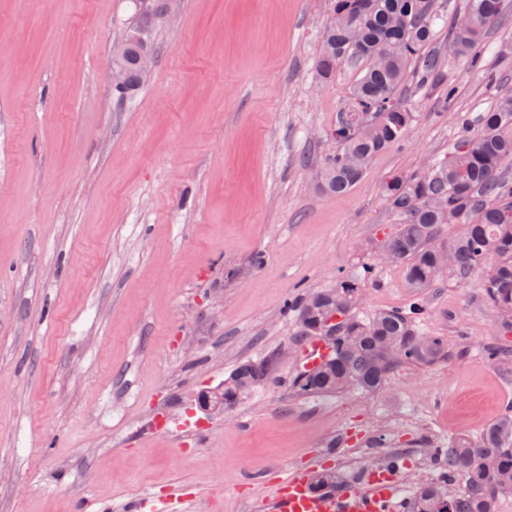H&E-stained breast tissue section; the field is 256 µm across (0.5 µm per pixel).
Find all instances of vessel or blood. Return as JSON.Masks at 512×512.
Here are the masks:
<instances>
[{
	"label": "vessel or blood",
	"instance_id": "1",
	"mask_svg": "<svg viewBox=\"0 0 512 512\" xmlns=\"http://www.w3.org/2000/svg\"><path fill=\"white\" fill-rule=\"evenodd\" d=\"M396 487L397 475L388 470L368 477L362 486L320 496L311 491L306 475L287 468L282 470L275 489V509L276 512H394ZM181 504L178 497L158 501L144 496L133 507L135 512H177Z\"/></svg>",
	"mask_w": 512,
	"mask_h": 512
}]
</instances>
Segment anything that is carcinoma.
I'll return each instance as SVG.
<instances>
[{
	"instance_id": "cac0c4a2",
	"label": "carcinoma",
	"mask_w": 512,
	"mask_h": 512,
	"mask_svg": "<svg viewBox=\"0 0 512 512\" xmlns=\"http://www.w3.org/2000/svg\"><path fill=\"white\" fill-rule=\"evenodd\" d=\"M139 8L125 38L112 52V68L123 82L119 97L133 96L154 61V33L162 25L169 0H137ZM435 0H331V21L315 58L317 75L327 80L344 64L361 67L345 107L336 112L330 137L338 150L325 163L318 187L342 196L363 176L370 159L399 142L414 120L400 98L408 69L418 67L416 88L439 79L443 58L432 50L439 14ZM502 0H467L465 12L448 29V56L472 71L480 70L477 48L500 15ZM473 136L454 140L448 157L421 176L397 174L384 194L398 228L383 243L381 255L362 270L338 279L333 288L306 291L290 300L284 312L297 325L294 341L309 337L328 341V358L312 371L297 374L292 386L302 396L344 390L375 392L400 365L427 368L449 357L453 347L421 328L422 305L383 310L368 318L356 308L362 279L378 267L401 266L406 287L418 294L442 281L468 279L491 262L484 297L512 315V183L502 165L512 160V96L499 98L478 119ZM461 226L460 234L442 239L443 228ZM275 359L239 365L201 403L226 408L270 378ZM460 480L463 490L448 493ZM318 494L343 489L333 471L315 476ZM512 491V412L490 423L480 440L448 441L435 481L418 488L409 512H496L500 494Z\"/></svg>"
}]
</instances>
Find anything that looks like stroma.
Returning <instances> with one entry per match:
<instances>
[{
	"mask_svg": "<svg viewBox=\"0 0 512 512\" xmlns=\"http://www.w3.org/2000/svg\"><path fill=\"white\" fill-rule=\"evenodd\" d=\"M131 0H0V512H125L179 489L188 512H262L276 474L348 475L400 456L419 483L450 438L512 411V330L484 272L424 290L423 329L454 353L381 389L302 397L286 302L373 262L393 175H421L512 93V0L483 72L446 66L401 91L415 120L342 196L317 172L359 69L314 71L329 0H180L141 90L107 74ZM362 316L404 309L401 267L369 275ZM270 380L220 415L199 407L240 364ZM199 430L155 427L156 414Z\"/></svg>",
	"mask_w": 512,
	"mask_h": 512,
	"instance_id": "1",
	"label": "stroma"
}]
</instances>
